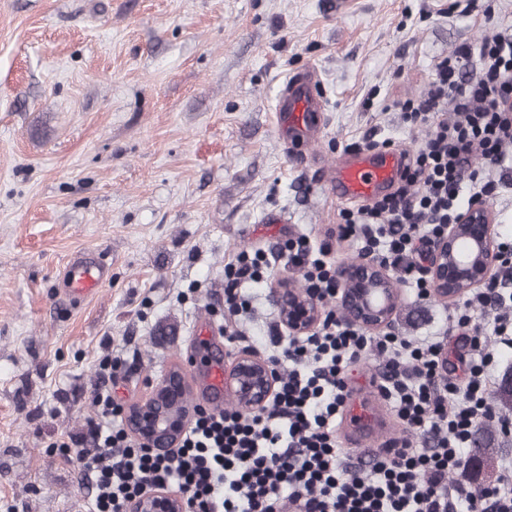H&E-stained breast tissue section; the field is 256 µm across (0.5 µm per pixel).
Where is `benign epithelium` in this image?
Masks as SVG:
<instances>
[{
  "mask_svg": "<svg viewBox=\"0 0 512 512\" xmlns=\"http://www.w3.org/2000/svg\"><path fill=\"white\" fill-rule=\"evenodd\" d=\"M495 238L486 204L471 201L430 253L427 276L433 293L454 300L486 283L499 263ZM336 285L348 321L375 332L391 327L397 288L386 269L372 261L344 265L336 270ZM269 300L281 325L293 335L311 331L323 317L319 303L293 288L286 278L270 289ZM227 377L230 390L247 410L265 405L277 384L270 363L247 354L231 359ZM187 389L183 369L172 366L151 384L144 398L125 405L127 430L154 452L177 447L185 423L193 417L185 410ZM186 508L185 500L161 488L130 498L125 512H186Z\"/></svg>",
  "mask_w": 512,
  "mask_h": 512,
  "instance_id": "obj_1",
  "label": "benign epithelium"
}]
</instances>
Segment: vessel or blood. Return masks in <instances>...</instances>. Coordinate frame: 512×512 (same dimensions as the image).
<instances>
[{
    "label": "vessel or blood",
    "mask_w": 512,
    "mask_h": 512,
    "mask_svg": "<svg viewBox=\"0 0 512 512\" xmlns=\"http://www.w3.org/2000/svg\"><path fill=\"white\" fill-rule=\"evenodd\" d=\"M277 128L283 139L296 148L310 144L323 123L324 100L314 73L301 71L292 75L280 89L275 101ZM407 155L403 150L375 151L351 148L338 157L324 182L328 191L341 201L374 199L392 189L399 181L406 166ZM109 269L99 257L81 255L68 265L65 281L69 292L77 297L97 293L107 279ZM204 334L196 347L203 358L194 373L200 399L211 408L224 406V361L206 359L205 353L212 336L219 330L205 324Z\"/></svg>",
    "instance_id": "1"
}]
</instances>
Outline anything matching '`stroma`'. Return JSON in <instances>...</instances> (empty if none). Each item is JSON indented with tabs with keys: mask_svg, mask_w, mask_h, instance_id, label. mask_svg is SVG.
I'll return each instance as SVG.
<instances>
[{
	"mask_svg": "<svg viewBox=\"0 0 512 512\" xmlns=\"http://www.w3.org/2000/svg\"><path fill=\"white\" fill-rule=\"evenodd\" d=\"M0 0V512H88L90 480L55 441L94 415L98 361L121 348L120 404L224 322V264L288 238L325 242L345 205L321 177L351 146L416 151L396 102L428 88L437 58L512 32V0ZM317 72L324 125L311 149L279 138L274 101ZM110 267L91 297L63 291L70 257ZM393 330L445 329L454 304L397 283ZM269 286L234 353L278 323ZM488 464L449 484L498 483L512 434L477 430Z\"/></svg>",
	"mask_w": 512,
	"mask_h": 512,
	"instance_id": "1",
	"label": "stroma"
}]
</instances>
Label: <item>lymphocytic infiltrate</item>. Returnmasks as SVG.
Listing matches in <instances>:
<instances>
[{"instance_id": "1", "label": "lymphocytic infiltrate", "mask_w": 512, "mask_h": 512, "mask_svg": "<svg viewBox=\"0 0 512 512\" xmlns=\"http://www.w3.org/2000/svg\"><path fill=\"white\" fill-rule=\"evenodd\" d=\"M479 73L467 77L471 62ZM410 125L432 131L408 162L400 185L357 210L328 237L352 238L362 257L396 271L417 298L430 295L424 262L466 203L496 189L494 172L512 165V34L496 32L479 48L459 44L434 65L427 92L400 103ZM484 167H470L472 155ZM502 271L450 314L435 336L367 334L327 313L309 333L270 329L261 346L278 383L262 408L250 413L206 410L172 454L159 456L133 440L108 383L121 357L99 362L97 418L68 447L91 473L89 512H123L125 502L157 488L179 493L189 512H512V484L476 494L448 482L463 466L475 430L485 424L512 431V417L491 401L502 351L512 350V237L497 243ZM328 246L305 236L288 239L276 258L241 251L224 265V328L229 341L253 315L247 287L264 283L274 260L300 269L306 291L324 303L336 297ZM492 303L496 317L483 325L475 306ZM471 331L463 384L445 380L443 352L453 331ZM384 360L379 390L409 439L348 471L338 463L336 416L350 394L348 368L364 355Z\"/></svg>"}]
</instances>
